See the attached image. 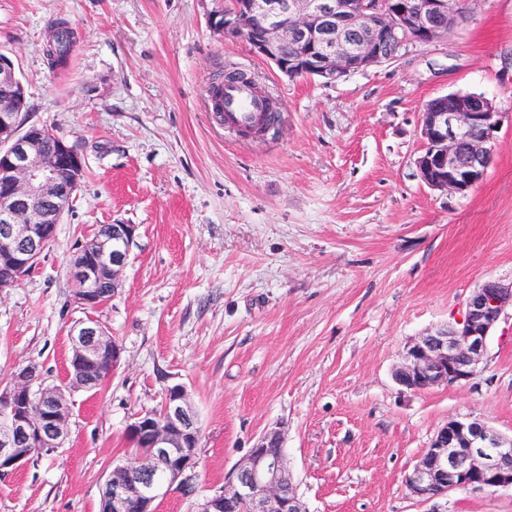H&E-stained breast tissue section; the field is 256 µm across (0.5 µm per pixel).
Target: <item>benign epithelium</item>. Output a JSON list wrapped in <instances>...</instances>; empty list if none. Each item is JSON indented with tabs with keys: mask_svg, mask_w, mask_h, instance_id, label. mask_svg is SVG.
<instances>
[{
	"mask_svg": "<svg viewBox=\"0 0 512 512\" xmlns=\"http://www.w3.org/2000/svg\"><path fill=\"white\" fill-rule=\"evenodd\" d=\"M458 0H230L211 18L226 37L245 40L285 76L308 75L336 83L394 58L411 42L441 38L443 24L458 26ZM297 46L286 57L287 45ZM24 88L14 61L0 53V273L19 282L40 262L81 183L77 147L48 129L27 124ZM498 112L481 97L448 109L429 101L421 113L424 147L415 160L430 188L466 195L493 162ZM52 140V147L46 146ZM134 224L109 225L110 238L131 245ZM129 250L109 251L108 240L87 239L76 247L71 276L73 302L97 309L115 296ZM512 285L486 279L470 295L463 319L415 338L392 376L403 389L424 392L464 385L479 372L487 340L507 308ZM66 383L33 389L41 378L32 363L0 384V476L32 459V448L57 447L68 435L72 390L96 388L102 357L117 365L121 348L98 321L83 319L70 331ZM196 411L187 389L169 387L159 413L134 417L126 432L143 441L135 457L113 465L101 489L102 512H154L169 491L194 484L199 464ZM284 430L266 429L225 479L205 496L198 512H307L281 451ZM410 497L428 502L450 491L512 490V437L480 420L451 418L404 479Z\"/></svg>",
	"mask_w": 512,
	"mask_h": 512,
	"instance_id": "1",
	"label": "benign epithelium"
}]
</instances>
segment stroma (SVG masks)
<instances>
[{
	"mask_svg": "<svg viewBox=\"0 0 512 512\" xmlns=\"http://www.w3.org/2000/svg\"><path fill=\"white\" fill-rule=\"evenodd\" d=\"M227 0H0L32 122L77 146L85 176L40 264L0 291V381L34 362L66 379L70 259L102 224L137 231L111 302L94 311L122 349L95 392L72 391L63 445L0 477V512H100L139 413L184 385L202 432V496L275 425L309 512H512V491L428 502L404 477L449 418L512 436V311L464 386L392 380L407 345L462 320L485 279L512 283V0H482L445 38L336 83L284 76L209 19ZM76 44L52 69L51 25ZM232 64L281 104L276 134L247 137L206 89ZM484 95L500 116L494 161L466 195L419 177L431 99Z\"/></svg>",
	"mask_w": 512,
	"mask_h": 512,
	"instance_id": "obj_1",
	"label": "stroma"
}]
</instances>
